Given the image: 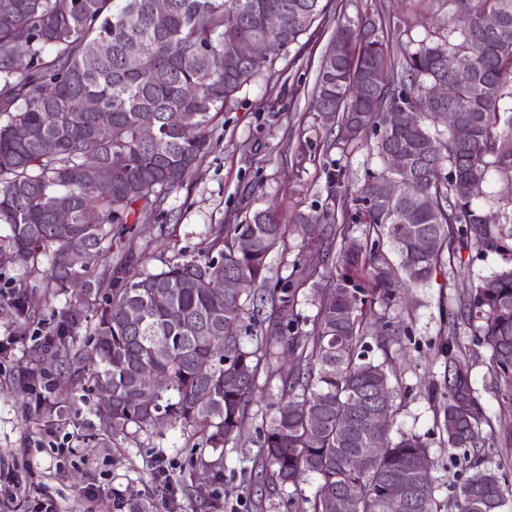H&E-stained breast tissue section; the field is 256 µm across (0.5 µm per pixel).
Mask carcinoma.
Instances as JSON below:
<instances>
[{"mask_svg":"<svg viewBox=\"0 0 512 512\" xmlns=\"http://www.w3.org/2000/svg\"><path fill=\"white\" fill-rule=\"evenodd\" d=\"M322 0H0V268L20 271L9 306L22 324L35 322L41 304L73 291L93 297L57 311L42 347L66 366L80 363L77 331L88 333L92 361L77 376L97 392H112L98 409L102 443L132 434L161 435L179 427L194 446L215 458L189 459L190 481L218 479L224 449L238 446L256 393L270 385L280 360V404L261 414L259 451L242 469L273 489L295 486L306 474L319 492L301 499L298 512H387L388 486L410 473L415 489L405 512H445L436 496V461L416 434L391 437L396 400L385 365L369 357L371 319L402 294L380 254L381 238L393 245L402 284H425L437 267L457 259L454 243L494 252L504 264L469 286L448 321L463 322L491 352L499 391L512 406V214L499 206L461 200L456 180L482 186L490 172L512 177V0H448L471 25H453L403 48L392 60L382 23L366 17L340 24L320 63L310 108L338 127L333 146L357 141L349 130L376 135L382 160L366 168L354 210L331 204L297 216L299 257L292 273L272 282L271 252L285 246L287 227L273 209L255 211L241 224L211 227L202 259L175 255L160 271L139 269L129 249L119 262L102 256L121 242L143 212L164 213L169 196L183 188L208 153L207 132L224 104L298 41L322 13ZM280 14L281 27L263 24ZM496 12V29L483 15ZM23 54L16 52L19 35ZM242 40L270 45L260 60L234 53ZM455 59L448 68V56ZM435 80L457 84L455 97H429ZM399 109L387 124L386 111ZM456 114L460 130L437 139L430 124ZM54 120H49V117ZM155 136L144 140L142 125ZM28 137L18 140L15 130ZM434 139L438 151L424 153ZM95 143L111 183L98 182L85 152ZM402 153L413 173L407 194L388 196L394 173L390 152ZM327 198L346 191L342 167L326 172ZM338 224L334 267L322 257L332 248L325 222ZM362 224L364 240L350 237ZM432 241L429 252L418 239ZM237 277L257 287L270 311L224 291ZM317 288V313L302 314L306 285ZM162 295L165 303L156 297ZM311 328L304 329L305 325ZM251 330V346L241 331ZM164 384L150 401L137 399L141 373ZM488 421L470 375L448 370V395L440 427L452 462L467 472L456 495L457 512H504L512 496L502 466H480ZM384 447L364 452L371 442Z\"/></svg>","mask_w":512,"mask_h":512,"instance_id":"obj_1","label":"carcinoma"}]
</instances>
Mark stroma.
<instances>
[{"label":"stroma","mask_w":512,"mask_h":512,"mask_svg":"<svg viewBox=\"0 0 512 512\" xmlns=\"http://www.w3.org/2000/svg\"><path fill=\"white\" fill-rule=\"evenodd\" d=\"M323 3L324 16L215 118L209 153L188 184L166 202L174 220L141 214L123 245L105 255V263L115 262L126 245L144 253L143 267L149 272L159 271L163 259L178 252L201 258L211 225L238 224L272 205L289 218L321 207L327 196L325 172L336 166L349 176L340 203L352 208L365 169L378 167L379 160L363 143L344 150L333 147L335 128L309 108L320 61L336 26L366 13L381 15L386 20L385 40L396 54L408 40L423 39L426 25L446 23L448 8L442 0ZM500 263L497 254L463 250L459 267L442 268L428 285L412 289L388 311V320L399 325L402 334L387 347L372 346L370 352L390 371L398 405L392 432L414 433L428 442L437 461L436 495L443 502L453 500L463 474L450 460L436 419L447 394L448 359L439 344L450 331L448 311L470 281L490 275ZM8 280L7 274H0V340L13 342L10 351L0 355V473L20 488L46 486L55 512H132L139 502L150 503L153 512H288L289 499L317 492L320 480L313 474L283 493L260 495L245 488L242 455L232 448L224 451L220 480L166 490L155 477L157 462H164L174 479L186 466L187 441L176 429L102 447L96 393L76 373L60 370L52 353L39 352V326L16 323L6 301ZM458 336L492 422L487 454L503 464L506 484L512 488V412L503 410L495 392L488 350L474 346L466 328H459ZM34 363L50 376V390H22V378ZM60 442L76 448V455L59 458L53 446Z\"/></svg>","instance_id":"obj_1"}]
</instances>
